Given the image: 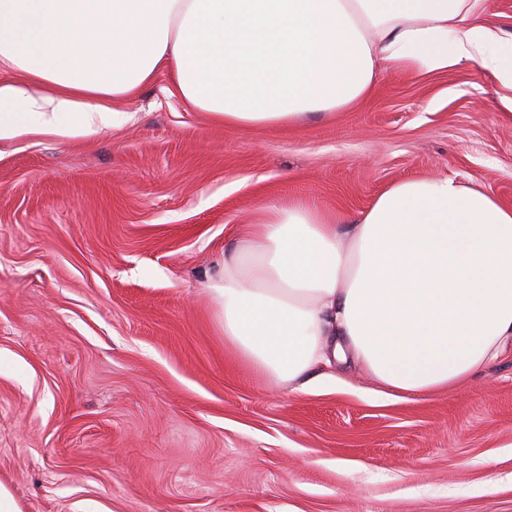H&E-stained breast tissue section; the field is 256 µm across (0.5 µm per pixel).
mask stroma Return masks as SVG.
<instances>
[{"mask_svg": "<svg viewBox=\"0 0 512 512\" xmlns=\"http://www.w3.org/2000/svg\"><path fill=\"white\" fill-rule=\"evenodd\" d=\"M154 80L105 133L0 142V482L22 512H512V349L401 395L236 363L207 285L238 225L449 176L512 204V89L388 71L331 117L214 124Z\"/></svg>", "mask_w": 512, "mask_h": 512, "instance_id": "1", "label": "stroma"}]
</instances>
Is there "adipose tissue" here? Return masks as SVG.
I'll list each match as a JSON object with an SVG mask.
<instances>
[{"instance_id": "obj_1", "label": "adipose tissue", "mask_w": 512, "mask_h": 512, "mask_svg": "<svg viewBox=\"0 0 512 512\" xmlns=\"http://www.w3.org/2000/svg\"><path fill=\"white\" fill-rule=\"evenodd\" d=\"M469 0H0V141L120 126L159 70L227 127L333 116L389 67L479 64L512 87V38ZM238 362L293 385L352 363L452 390L512 347V206L448 176L387 186L355 217L306 202L242 225L209 285Z\"/></svg>"}]
</instances>
